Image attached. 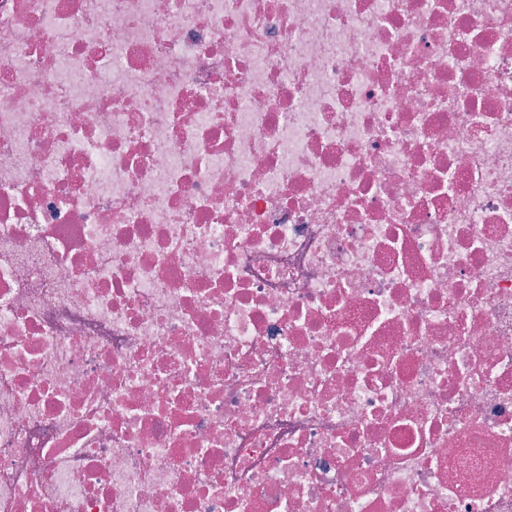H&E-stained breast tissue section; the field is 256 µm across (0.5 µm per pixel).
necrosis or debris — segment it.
I'll return each instance as SVG.
<instances>
[{
    "mask_svg": "<svg viewBox=\"0 0 512 512\" xmlns=\"http://www.w3.org/2000/svg\"><path fill=\"white\" fill-rule=\"evenodd\" d=\"M0 512H512V0H0Z\"/></svg>",
    "mask_w": 512,
    "mask_h": 512,
    "instance_id": "necrosis-or-debris-1",
    "label": "necrosis or debris"
}]
</instances>
